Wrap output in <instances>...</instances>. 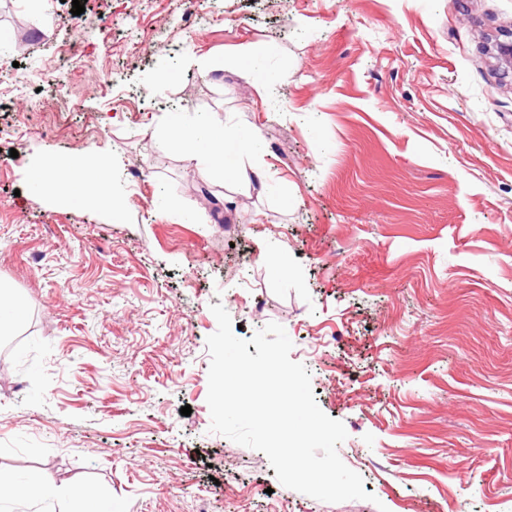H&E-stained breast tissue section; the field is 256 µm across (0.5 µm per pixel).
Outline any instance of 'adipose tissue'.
<instances>
[{"instance_id": "adipose-tissue-1", "label": "adipose tissue", "mask_w": 512, "mask_h": 512, "mask_svg": "<svg viewBox=\"0 0 512 512\" xmlns=\"http://www.w3.org/2000/svg\"><path fill=\"white\" fill-rule=\"evenodd\" d=\"M170 135L186 155L203 156L205 170H212L224 159V133L213 120H199L198 124L191 128L172 125ZM108 167L105 159L77 156L59 166L42 171L33 182L32 188L39 195L67 197L70 196L72 187L79 183L83 186L82 199L88 202H106L112 198L108 184L102 180L88 181L87 176L93 171H106Z\"/></svg>"}]
</instances>
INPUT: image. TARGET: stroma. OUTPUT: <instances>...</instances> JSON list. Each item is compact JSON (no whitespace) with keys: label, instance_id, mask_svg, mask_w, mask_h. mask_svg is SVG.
Masks as SVG:
<instances>
[{"label":"stroma","instance_id":"35a3bbf8","mask_svg":"<svg viewBox=\"0 0 512 512\" xmlns=\"http://www.w3.org/2000/svg\"><path fill=\"white\" fill-rule=\"evenodd\" d=\"M71 9L0 0V481L48 490L0 512H512V0ZM201 116L223 170L161 138ZM255 128L265 181L231 183ZM75 154L119 212L33 194ZM219 303L283 326L372 500L210 432ZM0 333L11 330L19 316V304L6 288L0 286Z\"/></svg>","mask_w":512,"mask_h":512}]
</instances>
